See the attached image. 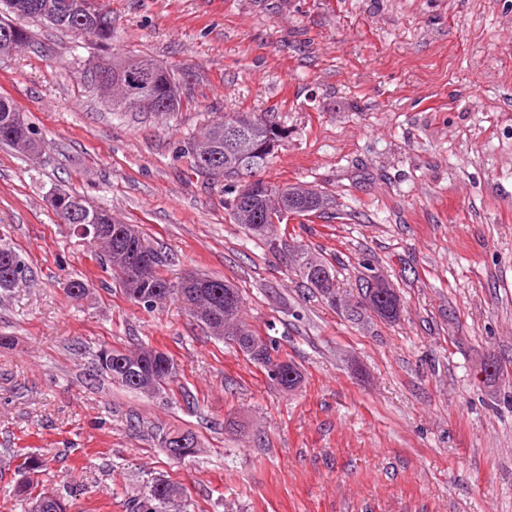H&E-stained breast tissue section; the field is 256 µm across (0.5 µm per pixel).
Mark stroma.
Here are the masks:
<instances>
[{
  "label": "stroma",
  "instance_id": "obj_1",
  "mask_svg": "<svg viewBox=\"0 0 512 512\" xmlns=\"http://www.w3.org/2000/svg\"><path fill=\"white\" fill-rule=\"evenodd\" d=\"M91 3L112 17V53L188 74L186 98L113 110L85 76L90 42L45 21L0 57V96L45 142L35 158L0 147V235L30 269L0 297V512H24L10 493L24 453L47 461L45 489L77 491L72 512H126L157 473L191 512H512V0ZM216 112L288 127L261 178L335 204L279 235L331 261L347 297L389 281L397 321L328 307L233 222L231 187L189 154ZM57 189L137 226L171 281L240 288L244 321L300 385L272 384L181 296L131 303L50 209ZM138 343L172 357L165 394L94 377L100 345ZM489 357L504 372L484 382ZM174 427L195 456L160 448ZM181 439L185 440L187 444L180 446L178 442ZM158 441L160 447L163 448L166 454L172 458H174L171 454L172 449L175 447H181L182 456L177 459L191 456L194 454L195 448L197 447V440L195 435L189 430L179 428H172L160 433Z\"/></svg>",
  "mask_w": 512,
  "mask_h": 512
}]
</instances>
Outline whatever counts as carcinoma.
I'll use <instances>...</instances> for the list:
<instances>
[{
    "instance_id": "obj_1",
    "label": "carcinoma",
    "mask_w": 512,
    "mask_h": 512,
    "mask_svg": "<svg viewBox=\"0 0 512 512\" xmlns=\"http://www.w3.org/2000/svg\"><path fill=\"white\" fill-rule=\"evenodd\" d=\"M40 0H0V31L8 29L14 37L15 49H20L31 43L28 30L8 20L1 19L4 14L18 18L43 19L41 12L35 7ZM102 10L92 6L85 10L78 9L67 17L57 21L53 27L68 32L77 39L91 40V43L105 52L112 42V30L99 29L96 18ZM149 67L154 71L152 93L164 111L177 112L182 107V95L185 82L178 75L166 68L158 66L153 59L139 57L135 59L112 60V79H117L128 70ZM19 108L8 98L0 96V144L10 146L20 152L29 154L34 144L28 140L26 132L33 134L37 130L27 125V131L14 127L13 114ZM243 124L250 130L251 139L246 145L248 156L237 163L235 153L224 141V129L235 124ZM202 139L209 144L211 156H218L224 163V174L215 172L211 160L194 151L191 153L193 166L215 178L222 177L235 183V196L230 202L231 215L235 223L246 229L250 236L264 242L272 254H278L275 246L278 234L276 225L288 223L292 216H319L332 204L331 198L321 191L313 190L311 195L302 196L301 186L275 185L260 177L258 174L267 167L273 153L266 150L271 142L284 143L288 141V128L279 124L268 113L237 112L222 113L213 117L204 132ZM59 194L66 199L77 212L88 219L101 213L98 208L89 206L80 196L61 190ZM133 241L141 245L149 255H160L156 261V281L144 288L151 295L152 306L177 292L185 297L191 305L197 308L193 319L201 326L209 329L216 336L234 344L242 354L253 364L264 371H269L274 365L272 341L248 328L242 320L241 312L244 298L239 288L224 281L222 278L208 275L198 276L199 288H185L182 282H173L160 273V269L170 262L168 255L161 254L149 244L142 232H136ZM290 265L295 273L316 292L320 299L333 309H349L346 297L341 293L337 284L335 267L326 258L313 255L305 249L289 256ZM29 274V268L14 248L0 238V293H8L18 284L14 278L16 273ZM369 280H363L360 300L356 302L359 311L354 319L359 321L364 314L372 312L387 322L399 318L400 303L396 293L389 288H383L376 295H368ZM95 369L112 382L122 387L148 395L142 389L141 383L135 378L151 371L161 375L162 383L153 392L158 395L176 381L177 374L165 373L162 362L173 364V360L164 352L149 345H140L134 349H120L102 346L94 354ZM283 370L282 380L277 386L291 391L300 383L301 373L297 366L288 360L281 361ZM185 440L181 446L182 457H188L195 452L197 440L189 431L172 428L159 434V444L166 454H171L178 446L179 440ZM44 461L37 456L29 455L17 465L21 479L16 483L15 494L21 500L29 503L33 500L47 502L46 512H68L70 508L66 497L56 491L37 490L39 481L35 476L41 473ZM150 502L151 512H190L191 502L184 486L168 475L158 474L144 482L141 490L127 500V512H144V502Z\"/></svg>"
}]
</instances>
